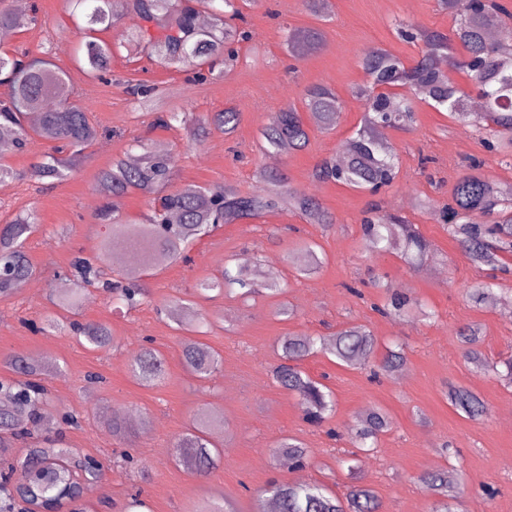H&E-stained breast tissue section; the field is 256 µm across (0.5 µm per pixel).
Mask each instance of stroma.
Returning a JSON list of instances; mask_svg holds the SVG:
<instances>
[{"label": "stroma", "instance_id": "35a3bbf8", "mask_svg": "<svg viewBox=\"0 0 512 512\" xmlns=\"http://www.w3.org/2000/svg\"><path fill=\"white\" fill-rule=\"evenodd\" d=\"M27 2L37 24L12 30L8 40L0 41V50L27 51L65 69L72 102L92 112L103 133L60 182L30 177L32 167L52 150L41 140L0 156L14 172L13 179L0 183V227L27 210L39 217L26 243L34 268L31 285L0 299V380L11 378L10 362L17 357H39L50 368L40 410L42 418L53 422L49 434L62 438L78 458L90 457L103 466L101 481L82 502L83 512H127L137 493L151 512H200L214 503L228 512H254L257 494L271 482L320 484L341 496L357 475L375 492L381 512H432L434 499L419 478L436 468L447 469L451 479L466 486L465 512H512V425L504 420L512 409V386L494 372L465 365L455 334L458 328L479 326L486 360L512 359V314L469 300L468 288L493 270L464 255L438 210L447 203L466 158L484 160L485 174L502 182H512V167L487 151L471 127L455 122L446 110L421 103L411 130L386 131L399 155L390 187L373 195L312 177L314 168L335 156L362 126L364 107L354 89L367 79L360 65L363 49L380 47L413 63L422 44L402 40L396 26L402 22L419 31H450L454 21L438 11L436 0H331L332 9L323 18L310 15L302 0H253L241 8L239 27L246 38L236 45L237 60L217 64L202 82L130 51L127 36L140 21L124 11L98 33L113 47L107 80L90 77L76 61L79 10L69 0ZM309 27L319 29V46L300 59L289 57V30ZM138 84L154 87L160 111L189 107L204 115L232 108L240 114L239 125L232 135L214 129L202 143H189L181 126H153L152 115L129 93ZM315 84L332 88L344 104L328 130L303 110V91ZM290 107L302 110L310 143L270 159L260 149L259 131L272 113ZM138 139L174 157L170 188L226 185L245 194L256 188L255 169L264 167L314 196L336 222L326 228L296 212L275 209L216 227L194 243L188 261L137 273L149 291L140 306L126 307L100 289L89 292L80 321L106 323L113 336L108 348H91L70 332L51 294L77 253L99 252L108 232L97 216L106 200L99 174L115 159L141 156V148L134 146ZM425 196L434 200L436 210L418 208V199ZM374 203L415 224L429 245L422 261L410 264L400 251L370 248L361 221ZM304 240L317 243L323 265L318 273L299 277L292 258ZM226 259L247 273L261 270L265 280L279 282L284 291L248 301L233 293L195 299L212 325L207 333L189 335L167 311L177 301L193 299L194 283L216 275ZM376 279L425 304L435 318L426 320L414 311L381 315L377 308L384 295L373 288ZM283 305L292 309V317L280 315ZM50 317L57 319V329L46 328ZM351 324L371 330L379 344L402 343L406 378L399 384L390 376L373 380L366 370L337 365L332 356H309L304 371L328 386L335 400L328 423L311 425L300 398L272 378L281 340L327 339ZM192 338L222 358L220 368L204 380L183 365L182 346ZM147 346L166 360L164 376L151 386L134 380L129 368ZM93 373L101 374L102 382H90ZM448 383L478 394L488 406L487 417L474 421L451 407L444 396ZM375 408L389 414L391 427L375 452L353 455L358 420ZM210 409L224 416L208 435L220 455L200 477L175 461L172 448ZM70 415L77 424L67 423ZM112 417L126 425L125 437L107 428L105 421ZM331 428L336 431L332 437L327 434ZM288 436L308 450L303 468H291L273 455Z\"/></svg>", "mask_w": 512, "mask_h": 512}]
</instances>
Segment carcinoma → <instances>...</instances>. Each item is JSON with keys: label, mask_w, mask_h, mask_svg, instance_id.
Returning <instances> with one entry per match:
<instances>
[{"label": "carcinoma", "mask_w": 512, "mask_h": 512, "mask_svg": "<svg viewBox=\"0 0 512 512\" xmlns=\"http://www.w3.org/2000/svg\"><path fill=\"white\" fill-rule=\"evenodd\" d=\"M81 9L84 25L80 27V66L91 75L109 71L112 47L96 37L100 27L112 25L114 10L111 0H71ZM440 11L454 20L450 32L438 30L408 32L402 26L399 35L422 43L419 58L411 66L379 47L365 50L360 62L368 76L367 83L355 89V96L364 102L365 116L362 127L348 142L339 157L324 159L318 164L313 177L334 180L357 189L376 192L393 183L397 176V158L392 148L384 145L379 132L383 128L410 129L414 122V100L434 102L445 106L455 120L486 132L487 148L502 150L512 165V58L503 56L487 37L494 27L512 18V13L498 0H437ZM125 9L136 15L142 25L133 36L135 47L148 58L183 71H192L203 77L202 66L208 59L225 52L224 47L234 38L229 21L241 16L235 0H125ZM206 13L211 18L208 27L199 25V17ZM37 22V17H21L6 5L0 4V28H20ZM315 28L294 30L288 36V53L300 56L304 48L318 42ZM465 53L456 59L454 45ZM228 57L235 58L230 49ZM455 69L466 71L476 97L482 102L478 112L467 108L470 94L461 90L450 76ZM1 83L8 87L7 99L0 102V134H6L14 149L25 148L36 137L49 143H61L71 150L63 156L55 151L33 166L31 176L40 180L67 177L74 162L98 137L101 127L86 108L70 100V90L64 72L48 60L24 55L14 58L0 53ZM304 105L324 128L336 125V115L342 102L335 91L327 86H312L304 90ZM176 121L183 125L194 142L201 141L211 125L229 135L237 128L239 113L232 108L222 112L198 115L190 109L168 112L156 117V122L168 125ZM309 134L299 112L290 107L277 112L260 132L261 147L277 152L304 149ZM174 165L172 156L147 151L139 163L128 164L115 159L112 166L100 174V182L112 194V204L105 205L98 217L112 225L111 235L102 243L104 253L117 245L127 243L136 247L138 263L144 270L154 271L182 256L190 244L207 234L217 224H233L239 220L256 218L263 213L284 206L314 224L331 226L333 216L318 201L287 186L285 179L266 169L257 172L258 186L252 193L241 194L222 186L213 188L188 187L167 192L165 188ZM484 162L471 157L465 161V173L453 187L443 217L448 232L457 240L461 251L476 265L498 266L501 254L512 253V184L489 179L483 173ZM140 191L154 196L153 215L139 224L122 223L116 219L122 198ZM482 210L494 215L493 225L467 222L469 213ZM38 224V216L30 211L16 216L0 229V296L7 297L20 280L32 275L25 251L23 236ZM363 232L372 245L380 250L404 251L414 249L427 252V243L399 217L377 207L373 215L364 219ZM317 244L307 243L296 256L294 264L298 274L309 275L317 271L321 259ZM73 279L62 281L54 290L55 304L60 309L77 313L86 288L94 286L112 293L128 306L135 307L147 297L145 289L135 281L123 278L109 280L94 255L76 256L71 264ZM195 288L201 295L236 288L243 297L262 290L278 295L283 288L276 283L258 282L245 276L238 268L224 263L220 275L199 280ZM386 303L377 308L385 316L400 317L412 309L429 318L432 313L417 304L406 293L384 285ZM500 285L483 282L469 289V297L481 303L496 294ZM195 314V331L211 325L208 315L194 312L191 302L178 303L171 312L172 319L184 325L188 314ZM77 337L85 339L92 348H105L112 341V333L103 323L70 322ZM464 346V360L485 370L493 369L479 349L480 332L467 326L456 330ZM377 338L362 326H347L333 338L317 342L312 336H287L281 343L282 362L273 371V380L282 388L302 397L307 421L322 424L334 408L332 392L313 380L301 369L305 358L323 352L336 359L340 366L357 365L369 369L372 377L392 374L401 369L406 356L401 348H389L377 364L371 363ZM185 367L199 378H206L219 369V355L197 342L182 347ZM165 358L151 348L143 349L130 363L133 376L151 384L160 379ZM13 371L19 376L15 383L0 382V447L15 437H28L31 429L40 427L38 410L45 397L41 383L43 370L35 362L16 358ZM448 402L467 417L481 419L487 416L486 404L472 391L450 386L446 391ZM223 421L216 412H206L196 421L194 430L183 435L176 443L178 459L194 473H205L213 467L215 455L209 448L207 429ZM391 420L381 409L367 412L353 438L356 448L373 449L379 437L388 431ZM275 453L288 459L294 467L307 461V449L293 438L283 439ZM102 476V467L83 470L82 461L73 457L67 448H34L24 459L16 462L9 472L0 475V512H12L14 502L24 499L32 506L52 512L81 501L84 490L95 486ZM421 484L436 499L433 512H448V501H463L466 488L448 480V470L427 472L420 477ZM271 499L276 512H380L381 505L372 490L353 486L339 498L322 485L283 484L272 490Z\"/></svg>", "instance_id": "cac0c4a2"}]
</instances>
